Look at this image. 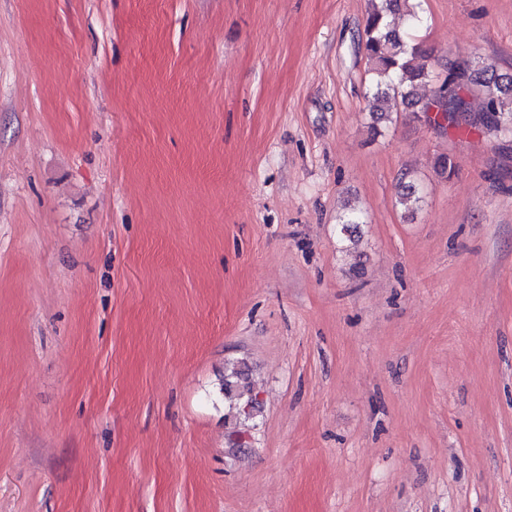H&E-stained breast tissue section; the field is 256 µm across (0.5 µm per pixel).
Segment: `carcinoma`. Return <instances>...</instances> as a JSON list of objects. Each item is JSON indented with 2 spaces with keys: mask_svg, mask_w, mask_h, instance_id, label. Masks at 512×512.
Returning a JSON list of instances; mask_svg holds the SVG:
<instances>
[{
  "mask_svg": "<svg viewBox=\"0 0 512 512\" xmlns=\"http://www.w3.org/2000/svg\"><path fill=\"white\" fill-rule=\"evenodd\" d=\"M400 9L401 0H371V8L364 21L363 46L377 76L368 93L372 121L378 123L391 119L386 103L393 97L412 108L415 118L438 126V117L430 115V112L448 101L465 116L446 130L458 134L478 130L512 135V75L498 73L494 66L483 65L478 57L472 58L466 93H461V85L448 74L434 87L431 100L424 102L418 97L417 88L428 84L432 78L433 63L397 28L395 16ZM456 168L457 162L450 155H440L434 163L435 172L441 178L451 176ZM420 202L419 189L411 182L405 184L399 203L412 209Z\"/></svg>",
  "mask_w": 512,
  "mask_h": 512,
  "instance_id": "obj_1",
  "label": "carcinoma"
}]
</instances>
